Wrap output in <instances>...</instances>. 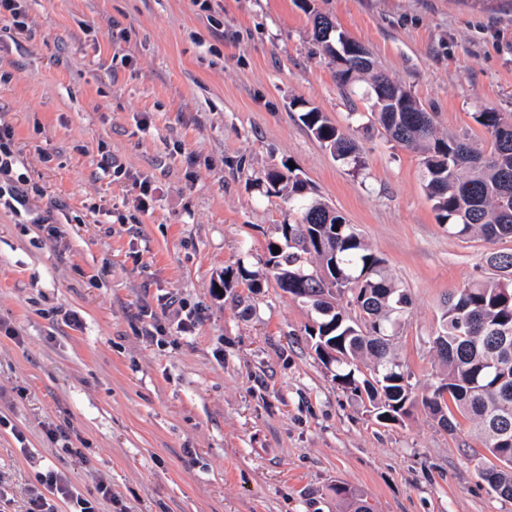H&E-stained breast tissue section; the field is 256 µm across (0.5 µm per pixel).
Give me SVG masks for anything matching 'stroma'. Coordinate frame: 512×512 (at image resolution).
<instances>
[{"mask_svg":"<svg viewBox=\"0 0 512 512\" xmlns=\"http://www.w3.org/2000/svg\"><path fill=\"white\" fill-rule=\"evenodd\" d=\"M207 2L24 0L23 31L0 17V120L29 194L25 211L0 208V512H25L51 470L111 488L100 512H339V481L374 512H512L468 422L451 434L418 409L377 424L274 278L217 291L225 270L263 271L295 220L265 179L294 163L406 289L395 348L429 382L445 297L493 277L482 257L512 239L438 223L419 156L374 126L365 82L337 83L313 18L365 46L441 133L483 148L474 113H512V0ZM312 108L353 134L363 169L317 141ZM105 154L121 172L100 169ZM49 210L54 235L34 223ZM151 323L162 336H143Z\"/></svg>","mask_w":512,"mask_h":512,"instance_id":"1","label":"stroma"}]
</instances>
